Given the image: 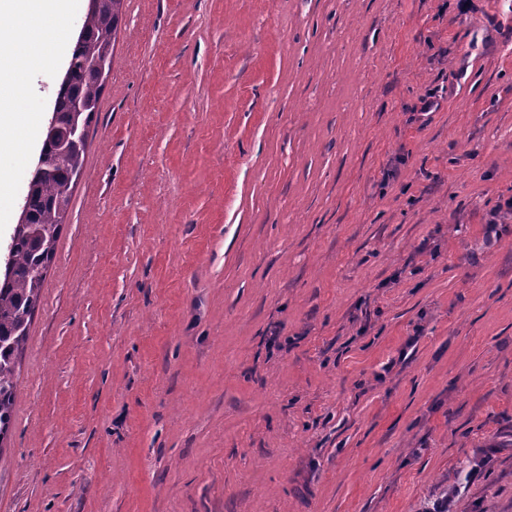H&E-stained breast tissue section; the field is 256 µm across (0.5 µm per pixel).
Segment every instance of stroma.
<instances>
[{
  "instance_id": "obj_1",
  "label": "stroma",
  "mask_w": 512,
  "mask_h": 512,
  "mask_svg": "<svg viewBox=\"0 0 512 512\" xmlns=\"http://www.w3.org/2000/svg\"><path fill=\"white\" fill-rule=\"evenodd\" d=\"M70 193L0 512H512V0H124Z\"/></svg>"
}]
</instances>
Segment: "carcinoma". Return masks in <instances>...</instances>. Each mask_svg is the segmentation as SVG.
Instances as JSON below:
<instances>
[{"label": "carcinoma", "instance_id": "obj_1", "mask_svg": "<svg viewBox=\"0 0 512 512\" xmlns=\"http://www.w3.org/2000/svg\"><path fill=\"white\" fill-rule=\"evenodd\" d=\"M123 2L92 0L68 61L66 79L59 85L53 120L74 123L79 131L86 132L97 112L102 79L112 69V38ZM84 143L80 140L63 155L56 146V136L45 135L8 244L5 271L0 276V444L12 421L16 361L70 203L72 179L82 167Z\"/></svg>", "mask_w": 512, "mask_h": 512}]
</instances>
